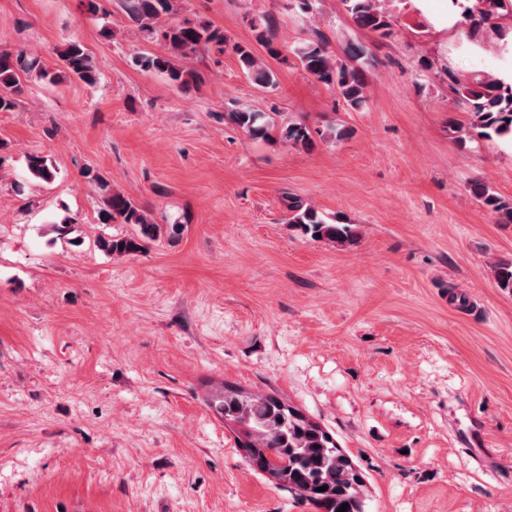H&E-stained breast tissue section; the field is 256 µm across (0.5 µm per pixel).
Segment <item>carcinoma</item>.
<instances>
[{"instance_id": "1", "label": "carcinoma", "mask_w": 512, "mask_h": 512, "mask_svg": "<svg viewBox=\"0 0 512 512\" xmlns=\"http://www.w3.org/2000/svg\"><path fill=\"white\" fill-rule=\"evenodd\" d=\"M346 12L354 23L382 35L391 23L378 12L375 0H342ZM505 6V0H474L466 9L469 36L479 34L482 28ZM169 0H126V9L149 35L157 32L172 51L181 56L192 52L201 43L220 41V35L205 24H173L159 31L157 20L169 11ZM243 68L255 82L270 87L276 85L277 75L269 67L257 64L253 53L243 46H234ZM294 55L302 68L318 81L336 88L337 95L351 109H360L366 103L364 67L370 64L366 50L351 45L341 59L330 53L324 43L309 42L295 48ZM61 69L51 72L37 68V63L25 59L17 51H0V111L15 108V95L21 92L22 76L39 69L40 75L51 83L65 78L85 83L94 80L91 57L78 41L70 42L60 53ZM144 70H155L167 75L175 84H183L182 67L158 56H140L136 59ZM458 105L470 116V126L485 139L512 141V85L499 79L481 80L474 86L458 90ZM232 120L253 138L269 135L270 124L260 112L236 110ZM30 173L43 181L53 178L46 160L38 155L28 159ZM476 197L493 211L501 213L505 222H512V207L480 181L472 183ZM288 223L296 225L315 238L340 244L354 243L350 225L329 223L315 209L296 198H288ZM116 219L125 224H136L140 235L151 241L160 236V227L148 223L144 214L129 199L110 194L104 199L100 220L108 224ZM97 247L109 254L133 253L141 243L132 237L100 239ZM498 286L512 290V262L502 261L496 268ZM212 408L241 432L239 444L248 449L245 455L250 467L265 472L273 470V481L312 503L318 512H339L344 503L346 512H364V478L352 460L343 454L331 434L311 421L299 410L273 395H252L226 386L214 394ZM326 490H320V487Z\"/></svg>"}]
</instances>
